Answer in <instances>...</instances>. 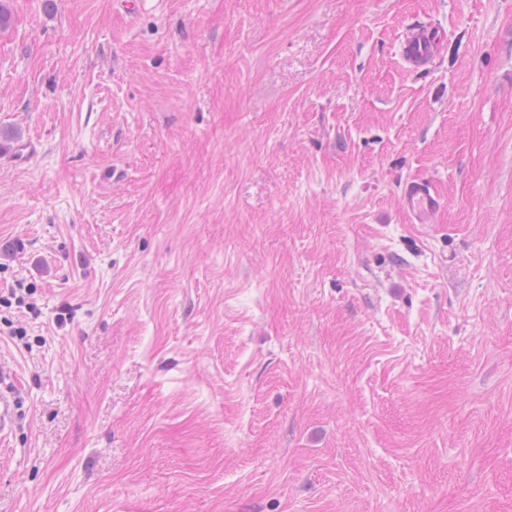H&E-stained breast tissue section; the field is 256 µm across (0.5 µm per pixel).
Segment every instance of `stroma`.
Segmentation results:
<instances>
[{
  "mask_svg": "<svg viewBox=\"0 0 512 512\" xmlns=\"http://www.w3.org/2000/svg\"><path fill=\"white\" fill-rule=\"evenodd\" d=\"M54 3L0 0V512H512V0ZM433 40L424 32H411L407 35L403 58L407 65L415 66L426 60L432 53ZM402 205L416 223L428 224L439 207V200L426 183L410 182L403 190Z\"/></svg>",
  "mask_w": 512,
  "mask_h": 512,
  "instance_id": "obj_1",
  "label": "stroma"
}]
</instances>
